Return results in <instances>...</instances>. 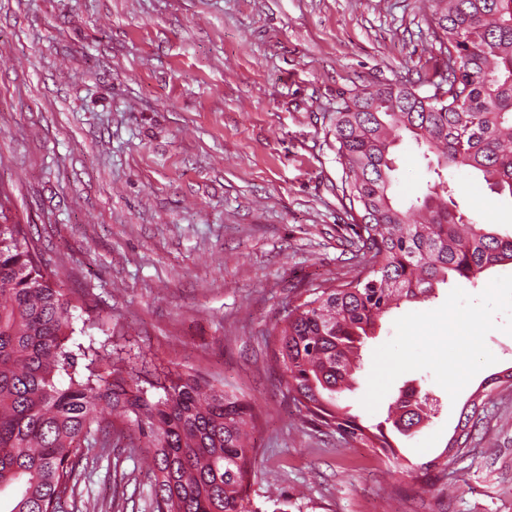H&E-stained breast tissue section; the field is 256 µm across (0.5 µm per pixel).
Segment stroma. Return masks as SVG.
Wrapping results in <instances>:
<instances>
[{
	"mask_svg": "<svg viewBox=\"0 0 512 512\" xmlns=\"http://www.w3.org/2000/svg\"><path fill=\"white\" fill-rule=\"evenodd\" d=\"M438 57L429 0H0V189L73 300V344L188 368L253 402L260 512H512V393L485 398L468 451L426 491L308 423L267 354L285 306L356 272L329 134L342 94L417 81ZM395 158L407 204L432 174L410 138ZM448 179L482 223L512 230V198ZM401 315L368 340L342 402L376 423L407 385L429 394L435 417L397 442L416 463L512 367V335H487L497 361L457 399L410 371L371 413L373 352ZM136 443L129 431L90 449L64 512H151Z\"/></svg>",
	"mask_w": 512,
	"mask_h": 512,
	"instance_id": "obj_1",
	"label": "stroma"
}]
</instances>
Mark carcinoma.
I'll list each match as a JSON object with an SVG mask.
<instances>
[{
    "label": "carcinoma",
    "mask_w": 512,
    "mask_h": 512,
    "mask_svg": "<svg viewBox=\"0 0 512 512\" xmlns=\"http://www.w3.org/2000/svg\"><path fill=\"white\" fill-rule=\"evenodd\" d=\"M432 35L441 59L418 81L341 98L330 133L358 270L339 284L310 286L268 343L312 425L372 449L398 471L393 436L414 437L433 405L425 395L407 404L398 396L377 424L342 406L365 340L390 312L425 302L449 280L475 281L512 264V234L460 208L448 181L428 184L407 208L394 199L393 149L405 134L424 158L435 157L434 172L478 174L512 198V0H432ZM73 308L0 200V493L10 492L0 512H62L83 448L110 449L112 434L127 428L151 459L153 512H253L254 404L189 370L152 380L109 353H73ZM80 355L88 359L82 369ZM479 420L474 402L446 448L407 471L433 487L448 452L469 447Z\"/></svg>",
    "instance_id": "obj_1"
}]
</instances>
